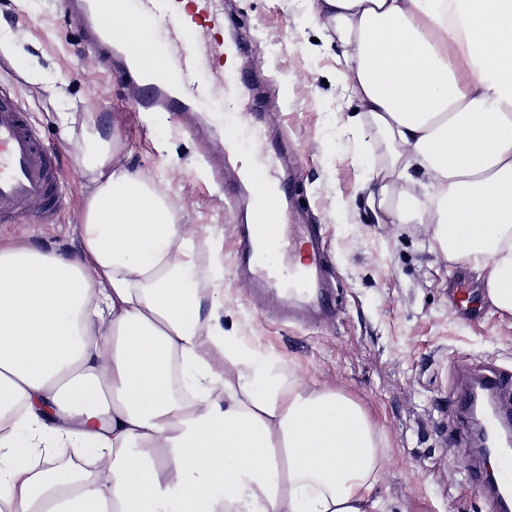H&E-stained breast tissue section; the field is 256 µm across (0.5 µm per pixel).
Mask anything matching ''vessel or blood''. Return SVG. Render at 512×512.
<instances>
[{
  "mask_svg": "<svg viewBox=\"0 0 512 512\" xmlns=\"http://www.w3.org/2000/svg\"><path fill=\"white\" fill-rule=\"evenodd\" d=\"M127 2L59 0L61 10L76 22L86 50L98 55L114 78L139 87L141 110L181 115L215 91L234 90V82L224 77V0H190L183 14L176 12V0H137L139 14L150 18L151 26L135 23L119 33L112 15ZM206 66L213 76L205 83L197 74ZM242 129L239 120L224 125V162L233 171L225 198L245 215L238 254L255 295L287 321L329 313L336 295L321 228L284 224L277 167L246 162L236 149ZM59 183L56 157L28 112L0 87V224L15 223L22 215L52 222L63 205ZM478 380L497 400L498 419L512 418V403L505 399L512 393V373L487 368ZM466 467L491 512H512V454L502 458L498 486L487 481L483 457L468 459Z\"/></svg>",
  "mask_w": 512,
  "mask_h": 512,
  "instance_id": "1",
  "label": "vessel or blood"
}]
</instances>
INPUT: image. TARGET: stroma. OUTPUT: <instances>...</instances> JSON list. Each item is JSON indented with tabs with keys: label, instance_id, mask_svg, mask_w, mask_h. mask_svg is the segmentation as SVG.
<instances>
[{
	"label": "stroma",
	"instance_id": "obj_1",
	"mask_svg": "<svg viewBox=\"0 0 512 512\" xmlns=\"http://www.w3.org/2000/svg\"><path fill=\"white\" fill-rule=\"evenodd\" d=\"M247 42L237 67L234 103L215 95L199 123L223 124L263 110L262 137L242 133L238 149L268 160L258 141L287 153L288 179L299 212L321 225L336 272V310L313 325L280 323L253 300L237 269L239 219L227 212L205 153L223 144L206 132L182 130L181 119L137 111L134 90L83 51L75 24L57 0H0V30L12 44L0 52V86L29 113L58 155L66 206L55 223L26 217L0 224L1 241H28L69 253L88 178L79 150L96 136L113 140L124 163L155 175L167 171L168 191L181 207L179 223L200 232L202 265L224 267V324L242 327L281 355L289 369L318 387L358 402L384 441L378 493L390 512H489L466 472L468 444L455 415L470 380L463 365L489 359L512 370V314L487 295L485 273L448 261L427 224L378 222L359 187L382 164L387 147L349 122L355 108L338 78L335 46L310 20L305 0H233ZM74 103L73 144L63 147L59 114ZM224 238L212 251L202 234ZM475 300L479 317L458 301Z\"/></svg>",
	"mask_w": 512,
	"mask_h": 512
}]
</instances>
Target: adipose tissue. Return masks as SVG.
Wrapping results in <instances>:
<instances>
[{"label":"adipose tissue","mask_w":512,"mask_h":512,"mask_svg":"<svg viewBox=\"0 0 512 512\" xmlns=\"http://www.w3.org/2000/svg\"><path fill=\"white\" fill-rule=\"evenodd\" d=\"M387 144L368 204L427 224L512 314V0H306ZM73 253L0 244V512H386L362 407L225 330L175 200L109 141ZM39 448L94 467L36 470Z\"/></svg>","instance_id":"obj_1"}]
</instances>
